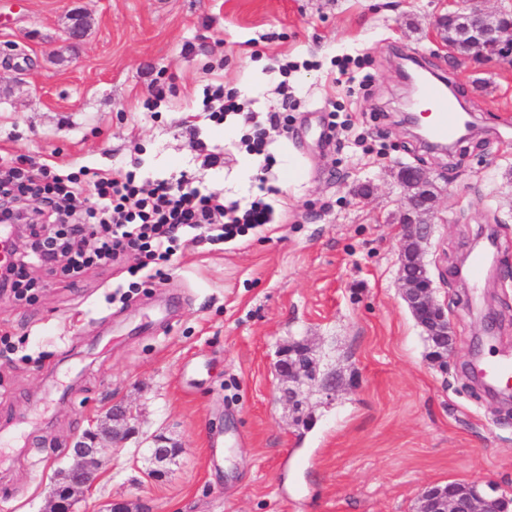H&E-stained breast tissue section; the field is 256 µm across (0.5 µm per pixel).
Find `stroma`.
<instances>
[{
	"instance_id": "stroma-1",
	"label": "stroma",
	"mask_w": 512,
	"mask_h": 512,
	"mask_svg": "<svg viewBox=\"0 0 512 512\" xmlns=\"http://www.w3.org/2000/svg\"><path fill=\"white\" fill-rule=\"evenodd\" d=\"M88 30L61 37L73 10ZM442 0H0V155L66 175L138 159L141 180L188 175L226 200L263 196L275 221L182 245L149 278L136 255L77 285L27 269L30 300L0 295V512H43L68 446L110 404L137 433L104 454L92 497L144 512H415L429 485L512 494V405L468 370L512 356V65L455 66L431 25ZM449 79L481 129L446 156L402 123L397 69ZM223 85L267 128L272 167L240 142L238 115L204 117ZM219 155L218 164L208 162ZM438 199L424 260L453 327L446 366L403 302L400 167ZM494 233L497 265L475 286L454 268ZM138 290H129L130 281ZM307 344L341 385L279 400L277 350ZM181 452L150 479V439Z\"/></svg>"
}]
</instances>
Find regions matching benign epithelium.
I'll return each instance as SVG.
<instances>
[{
    "label": "benign epithelium",
    "mask_w": 512,
    "mask_h": 512,
    "mask_svg": "<svg viewBox=\"0 0 512 512\" xmlns=\"http://www.w3.org/2000/svg\"><path fill=\"white\" fill-rule=\"evenodd\" d=\"M468 23L464 34L480 48L489 47L492 53L479 58L450 53L456 64L512 61V19L506 21L503 12H489L484 0H469L466 8ZM63 30V40L70 44L81 42L87 32V16L74 13ZM403 189L406 212L401 224L400 266L398 281L401 297L417 324L432 341L431 360L442 364L453 350L452 328L445 308L435 295L434 281L423 259L422 243L430 233L428 217L437 201L434 178L421 167L404 166L398 170ZM274 370L287 382L283 395L294 407L310 394V386L321 379V393L330 396L336 392L338 379L333 373L318 375V365L309 347L288 344L279 348ZM137 415L125 404L111 406L105 417H93L88 428L75 438L71 464L58 471L63 494L50 497L45 512H74L75 505L93 495L101 469L105 449L125 447L136 433ZM151 455L154 467L149 476L159 479L165 475L168 448L173 441L164 435L151 437ZM419 512H509L512 498L505 495H482L468 483L452 481L444 486L425 488L418 498Z\"/></svg>",
    "instance_id": "benign-epithelium-1"
}]
</instances>
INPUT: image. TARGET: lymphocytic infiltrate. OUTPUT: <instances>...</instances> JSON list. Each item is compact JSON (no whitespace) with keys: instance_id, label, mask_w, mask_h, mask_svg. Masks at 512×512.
<instances>
[{"instance_id":"lymphocytic-infiltrate-1","label":"lymphocytic infiltrate","mask_w":512,"mask_h":512,"mask_svg":"<svg viewBox=\"0 0 512 512\" xmlns=\"http://www.w3.org/2000/svg\"><path fill=\"white\" fill-rule=\"evenodd\" d=\"M87 177L99 201L81 213L71 201ZM29 197L39 201L48 224H26L16 202ZM271 221L272 208L261 199L242 209L186 181L173 185L160 180L147 190L131 170L108 178L83 167L61 176L46 165L33 174L0 163V223L26 224L34 240L33 250L0 265V288L23 300L32 289L25 275L31 263L58 269L64 278L75 280L91 265L133 253L153 261L170 260L181 230L205 231L216 244L235 239L246 227Z\"/></svg>"}]
</instances>
